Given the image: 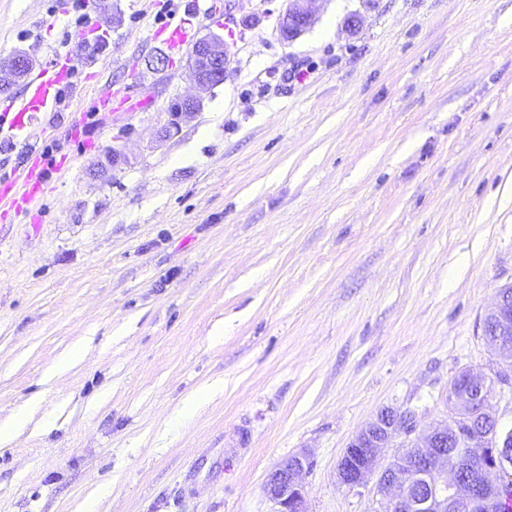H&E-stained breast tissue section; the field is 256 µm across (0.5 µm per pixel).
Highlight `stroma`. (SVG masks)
Listing matches in <instances>:
<instances>
[{
  "label": "stroma",
  "instance_id": "1",
  "mask_svg": "<svg viewBox=\"0 0 512 512\" xmlns=\"http://www.w3.org/2000/svg\"><path fill=\"white\" fill-rule=\"evenodd\" d=\"M187 2L109 0L88 53L111 62L36 121L69 163L33 215L0 216V424L38 402L0 447V512H275L266 479L303 448L309 512H378L338 480L352 437L385 406L446 421L453 376L494 359L512 0H317L290 43L286 0H200L194 36L230 62L165 137L197 88L153 31ZM77 16L0 0V56L76 49ZM110 82L150 106L55 140Z\"/></svg>",
  "mask_w": 512,
  "mask_h": 512
}]
</instances>
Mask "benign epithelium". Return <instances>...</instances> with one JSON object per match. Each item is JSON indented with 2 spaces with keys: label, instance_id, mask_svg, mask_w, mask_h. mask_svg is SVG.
<instances>
[{
  "label": "benign epithelium",
  "instance_id": "7a95c632",
  "mask_svg": "<svg viewBox=\"0 0 512 512\" xmlns=\"http://www.w3.org/2000/svg\"><path fill=\"white\" fill-rule=\"evenodd\" d=\"M315 0H288L279 18L278 28L282 40L292 42L300 37L316 20L312 4ZM191 67L198 94L174 100L168 112L173 123L200 110L201 94L224 77L229 63L224 39L211 35L196 41L190 53ZM33 67L30 56L21 50L13 52L0 63V74L7 73L20 79ZM486 315L493 318L491 349L500 359L489 367L490 374L476 373L470 368L460 369L455 379L464 388L448 389L451 403L465 412L452 414L451 426L436 427L427 434L416 433L418 415L414 410L401 411L394 407L381 409L352 439L337 466L340 482L352 489L365 485L375 476L377 493L387 512H449L465 508L468 512H492V489L498 481L503 464L512 461V448L500 437L502 424L497 416V392L488 389L490 376L500 372L512 378V284L499 289L496 301ZM404 439L391 462L380 466L381 450L393 444L399 436ZM460 448H487L489 458L481 464L482 481L474 483L459 479L455 470L448 469L442 448L448 442ZM411 448L420 449L413 458V469L430 489L421 500L405 497L402 489V466L405 454ZM313 465L312 455L301 450L275 468L269 475L266 491L278 506L276 512H308L302 476Z\"/></svg>",
  "mask_w": 512,
  "mask_h": 512
}]
</instances>
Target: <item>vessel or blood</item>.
I'll return each mask as SVG.
<instances>
[{
    "instance_id": "obj_1",
    "label": "vessel or blood",
    "mask_w": 512,
    "mask_h": 512,
    "mask_svg": "<svg viewBox=\"0 0 512 512\" xmlns=\"http://www.w3.org/2000/svg\"><path fill=\"white\" fill-rule=\"evenodd\" d=\"M189 19L171 18L156 31V38L169 52L180 51L190 38ZM73 65L69 54L52 51L49 61L27 82L24 94L0 98V132L6 140L27 137L37 113L61 111L67 90L73 89ZM142 101L133 99L128 89L105 87L85 103V111L97 120H105L115 112H134ZM52 170L39 158H27L0 182V211L22 213L38 205Z\"/></svg>"
}]
</instances>
